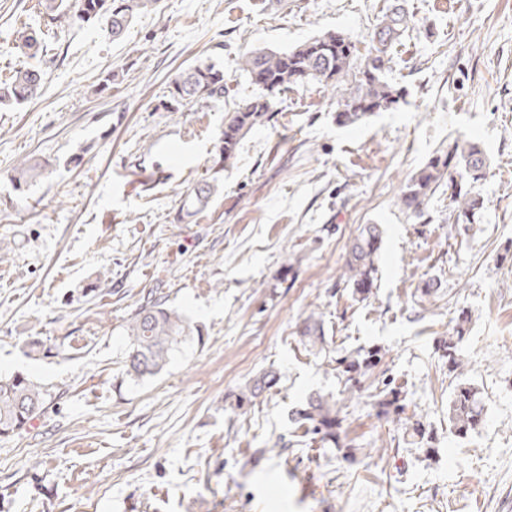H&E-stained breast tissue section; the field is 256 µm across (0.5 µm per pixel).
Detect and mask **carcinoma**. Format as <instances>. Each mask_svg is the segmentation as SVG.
<instances>
[{
    "mask_svg": "<svg viewBox=\"0 0 512 512\" xmlns=\"http://www.w3.org/2000/svg\"><path fill=\"white\" fill-rule=\"evenodd\" d=\"M159 0H38L44 26L65 17L83 24L101 22L105 39L114 41L112 31L126 32L135 17L156 8ZM412 25V18L395 0L383 12L375 27L371 46L360 52L357 46L339 31H327L287 51L267 48L242 54L239 68L261 93L237 105L224 120V130L215 144L213 168L221 172L224 164L234 158L244 134L263 122L273 111L277 96L307 84L331 89L338 96L336 123L353 125L376 112L395 106L400 90L387 78L391 51ZM19 47L30 58L47 52L45 33L40 28L23 26L19 31ZM45 82L44 71L34 65L15 67L0 81V105L24 104L39 98ZM170 99L160 103L168 112L193 105L201 100L224 97V70L213 63L192 65L178 73L171 82ZM48 162L25 157L14 168L12 181L21 190L45 176ZM487 159L479 143L456 138L448 149L440 151L415 172L401 191L402 208L421 211L422 205L438 189L448 192L455 205L456 223L468 225L483 206L473 193L472 185L486 174ZM219 191L217 176L202 177L185 196L179 219L184 221L205 210ZM381 245V231L376 224H366L351 240L345 256L341 279L353 299L366 300L375 287V265ZM469 316L462 315L448 338L439 340L438 350L448 360V374L457 379L448 397L449 429L459 437L478 430L484 421L485 404L482 389L463 378V357L458 343L466 334ZM196 328L178 309L167 304L165 297H147L125 326L129 348L124 374L140 380L158 374L187 337ZM302 344L309 350L329 352L324 323L309 316L300 330ZM384 357L379 347L355 352H336L327 365L344 380V392L354 395L379 367ZM278 372L268 370L246 385L237 395L242 408L277 385ZM44 392L40 385L23 374L0 376V439L10 438L27 429L41 412ZM375 407L380 416L404 417L407 443L432 456L431 431L420 420L405 415V394L399 385L384 383L375 394ZM340 401L331 393L309 394L305 402L293 409L290 421L293 436L301 445L318 444L323 448H349L341 436Z\"/></svg>",
    "mask_w": 512,
    "mask_h": 512,
    "instance_id": "cac0c4a2",
    "label": "carcinoma"
}]
</instances>
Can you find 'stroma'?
Listing matches in <instances>:
<instances>
[{"mask_svg": "<svg viewBox=\"0 0 512 512\" xmlns=\"http://www.w3.org/2000/svg\"><path fill=\"white\" fill-rule=\"evenodd\" d=\"M36 2L0 0V75L25 60L17 28L41 24ZM389 3L160 0L117 44L96 24L58 27L38 61L42 95L0 107V374L45 392L31 427L0 439V512H512V0H406L418 24L393 49L397 107L342 127L335 92L283 95L219 173L210 206L176 220L229 111L255 92L242 53L328 30L365 48ZM203 61L223 65V99L159 109L175 75ZM111 70L118 82L98 93ZM457 137L487 157L464 234L447 195L418 215L398 202ZM27 156L51 168L23 194L11 174ZM363 224L382 241L375 288L358 302L339 275ZM99 278L111 291L84 297ZM426 281L437 291L423 300ZM155 291L202 334L134 382L124 321ZM463 310L464 376L487 413L460 438L436 342ZM313 313L336 347L382 349L433 456L377 416L374 379L342 407L352 457L289 445L291 410L344 389L299 342ZM269 369L277 386L237 409Z\"/></svg>", "mask_w": 512, "mask_h": 512, "instance_id": "obj_1", "label": "stroma"}]
</instances>
